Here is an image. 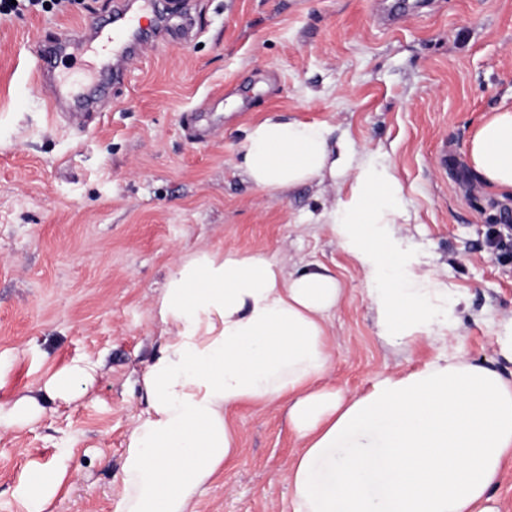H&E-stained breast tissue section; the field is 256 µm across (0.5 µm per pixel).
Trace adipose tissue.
<instances>
[{"label": "adipose tissue", "instance_id": "adipose-tissue-1", "mask_svg": "<svg viewBox=\"0 0 512 512\" xmlns=\"http://www.w3.org/2000/svg\"><path fill=\"white\" fill-rule=\"evenodd\" d=\"M332 128L266 112L247 130L243 168L260 190L336 181L324 221L367 284L379 336L404 347L454 333L448 287L402 248L406 213L387 167ZM467 153L489 188L512 194V107L476 128ZM336 276L262 253L199 250L174 265L157 299L166 338L143 378L114 512H195L239 453L228 412L287 405L301 448L288 466L292 512H495L512 459V380L459 351L424 369L376 376L353 396L324 386ZM66 459L31 467L16 493L51 512Z\"/></svg>", "mask_w": 512, "mask_h": 512}]
</instances>
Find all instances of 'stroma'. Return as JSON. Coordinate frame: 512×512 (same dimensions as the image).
Instances as JSON below:
<instances>
[{
  "instance_id": "35a3bbf8",
  "label": "stroma",
  "mask_w": 512,
  "mask_h": 512,
  "mask_svg": "<svg viewBox=\"0 0 512 512\" xmlns=\"http://www.w3.org/2000/svg\"><path fill=\"white\" fill-rule=\"evenodd\" d=\"M189 12L188 40L146 44L110 83L84 130L52 118L31 71L40 44L88 30L113 0H67L0 18V406L36 396L33 419L0 430V512L26 468L67 456L53 512H111L128 435L145 408L142 374L163 347L156 299L173 263L202 249L262 252L328 268L345 289L332 318L328 381L367 391L444 347L512 378L496 325L512 316V254L486 245L512 197L480 182L467 142L512 105V0H165ZM324 122L399 182L404 249L427 261L455 302L457 333L410 348L377 335L367 285L318 216L330 182L282 193L241 167L247 126L264 111ZM100 362L64 400L56 372ZM229 416L240 452L196 512H290L300 448L281 407Z\"/></svg>"
}]
</instances>
